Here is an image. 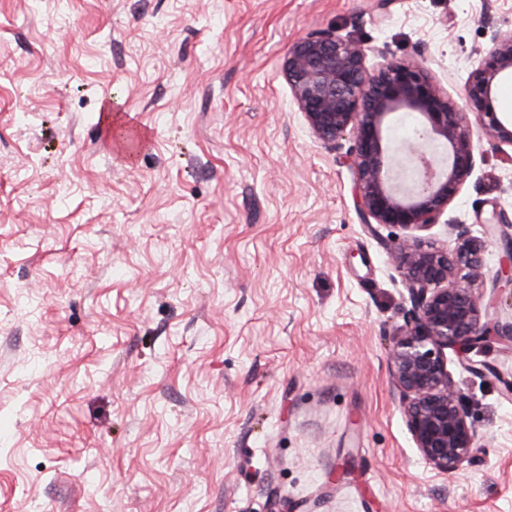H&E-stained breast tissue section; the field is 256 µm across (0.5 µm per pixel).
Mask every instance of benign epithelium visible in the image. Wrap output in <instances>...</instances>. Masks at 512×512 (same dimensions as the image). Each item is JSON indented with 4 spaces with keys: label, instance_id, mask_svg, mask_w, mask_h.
I'll return each mask as SVG.
<instances>
[{
    "label": "benign epithelium",
    "instance_id": "obj_1",
    "mask_svg": "<svg viewBox=\"0 0 512 512\" xmlns=\"http://www.w3.org/2000/svg\"><path fill=\"white\" fill-rule=\"evenodd\" d=\"M492 46L474 61L465 86L467 110L450 101L420 63L382 56L367 64L365 49L333 31L313 33L288 49L282 70L305 124L332 150L343 148L355 173L356 209L365 224L398 227L392 242L395 270L409 302L404 324L393 331L388 371L401 412L420 456L440 474L456 472L478 451V433L448 369V353L483 376L491 370L468 354L491 339L512 344V322L490 316L495 298L483 300L480 250L463 223L451 225L455 246L415 232L436 223L476 166L470 134L476 124L500 144L512 146V120L496 111L492 88L512 77V35H492ZM396 112H415L424 134L446 145L437 156L409 149L414 176L406 178L385 131ZM496 289L512 291V237L504 245Z\"/></svg>",
    "mask_w": 512,
    "mask_h": 512
}]
</instances>
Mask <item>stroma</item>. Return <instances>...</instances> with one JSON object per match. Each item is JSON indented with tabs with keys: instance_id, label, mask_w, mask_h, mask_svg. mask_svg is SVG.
Instances as JSON below:
<instances>
[{
	"instance_id": "1",
	"label": "stroma",
	"mask_w": 512,
	"mask_h": 512,
	"mask_svg": "<svg viewBox=\"0 0 512 512\" xmlns=\"http://www.w3.org/2000/svg\"><path fill=\"white\" fill-rule=\"evenodd\" d=\"M323 30L460 104L512 0H0V512H512V349L448 358L457 472L398 409L402 232L362 222L282 73ZM472 138L422 236L462 220L488 288L512 147Z\"/></svg>"
}]
</instances>
